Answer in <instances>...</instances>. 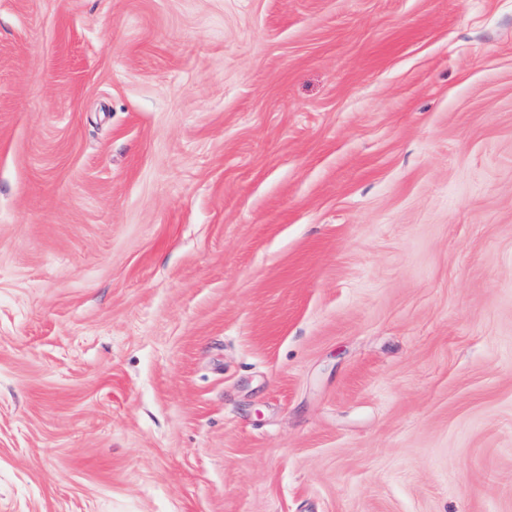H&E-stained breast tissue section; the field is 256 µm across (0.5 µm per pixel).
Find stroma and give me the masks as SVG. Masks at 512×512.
<instances>
[{"label":"stroma","mask_w":512,"mask_h":512,"mask_svg":"<svg viewBox=\"0 0 512 512\" xmlns=\"http://www.w3.org/2000/svg\"><path fill=\"white\" fill-rule=\"evenodd\" d=\"M0 512H512V0H0Z\"/></svg>","instance_id":"1"}]
</instances>
